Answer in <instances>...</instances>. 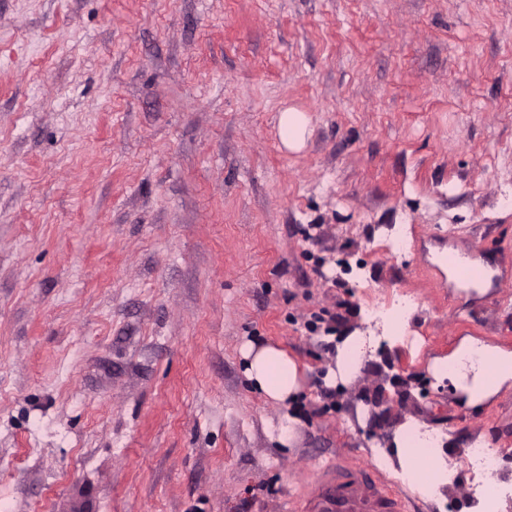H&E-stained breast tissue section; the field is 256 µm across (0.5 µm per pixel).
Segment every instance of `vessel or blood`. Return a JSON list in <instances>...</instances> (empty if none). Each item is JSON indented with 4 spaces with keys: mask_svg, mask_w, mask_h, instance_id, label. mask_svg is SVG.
<instances>
[{
    "mask_svg": "<svg viewBox=\"0 0 512 512\" xmlns=\"http://www.w3.org/2000/svg\"><path fill=\"white\" fill-rule=\"evenodd\" d=\"M307 512H402L401 500L352 466L324 469L305 501Z\"/></svg>",
    "mask_w": 512,
    "mask_h": 512,
    "instance_id": "b4317fda",
    "label": "vessel or blood"
}]
</instances>
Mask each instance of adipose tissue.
Wrapping results in <instances>:
<instances>
[{
    "label": "adipose tissue",
    "mask_w": 512,
    "mask_h": 512,
    "mask_svg": "<svg viewBox=\"0 0 512 512\" xmlns=\"http://www.w3.org/2000/svg\"><path fill=\"white\" fill-rule=\"evenodd\" d=\"M414 310V305L407 303L385 314L368 312L365 320L370 324L369 330L356 329L337 337L329 383H352L379 340L392 346L402 343V332ZM378 327L383 330L379 336L374 333ZM242 356L248 379L269 399L282 404L295 400L301 389V376L295 361L282 349L249 343L243 347ZM428 372L436 383L447 384L458 405L478 412L502 390L512 388V349L465 336L447 356L434 358ZM456 444L453 433L430 428L410 415L394 425L388 446L376 447L375 459L413 494L441 512L457 474L448 463L446 450Z\"/></svg>",
    "instance_id": "ef3b65f1"
}]
</instances>
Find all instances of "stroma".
<instances>
[{
  "mask_svg": "<svg viewBox=\"0 0 512 512\" xmlns=\"http://www.w3.org/2000/svg\"><path fill=\"white\" fill-rule=\"evenodd\" d=\"M465 336L512 348V0H0V512H294L408 415L510 471L512 389L473 414L427 371ZM248 343L303 370L292 406ZM308 118L294 108L284 110L279 117V133L285 147L291 151L300 150L305 143ZM446 258H447V261H446L445 271L448 275V280L453 281L457 285L459 290L464 291L466 293H468L469 291H474L479 295H483L489 290L488 287L490 286V277H491L492 272L490 271L488 266L481 264L479 261H475L474 263L476 265L481 266L487 270L488 277L481 282L468 284V283L461 282L456 275L455 265H454V262L456 261L455 252L448 250V252H446ZM415 307L411 303L398 306L395 310L380 314L373 311L365 314L367 323L374 322L376 327L381 326L383 334L376 336L371 329L362 331L355 329L345 336L334 337L336 340V356L334 367L329 368L328 381L330 384L340 382L343 385L352 383L362 371L368 354L374 352L377 343L381 338L388 341L390 346L403 343V329ZM248 379L271 400L286 404L301 390V375L294 360L282 349L246 344L242 349Z\"/></svg>",
  "mask_w": 512,
  "mask_h": 512,
  "instance_id": "35a3bbf8",
  "label": "stroma"
}]
</instances>
